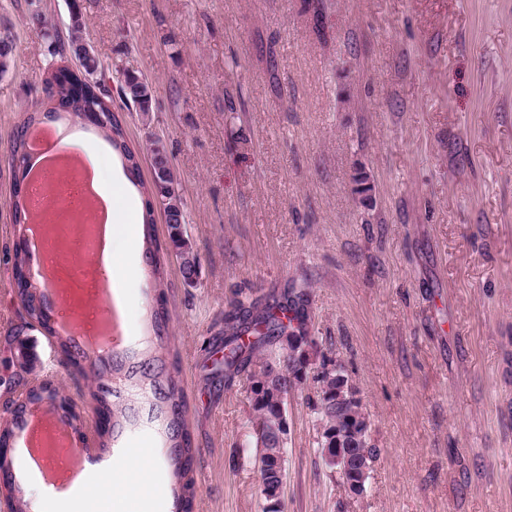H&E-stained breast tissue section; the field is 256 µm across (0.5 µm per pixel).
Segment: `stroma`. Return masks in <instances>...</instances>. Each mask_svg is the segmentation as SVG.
<instances>
[{
  "label": "stroma",
  "instance_id": "1",
  "mask_svg": "<svg viewBox=\"0 0 512 512\" xmlns=\"http://www.w3.org/2000/svg\"><path fill=\"white\" fill-rule=\"evenodd\" d=\"M104 66L143 75L149 113L123 112L133 147L158 136L199 256L196 287L167 268L169 334L199 453L192 512H260L245 381L207 384L209 345L239 300L312 292L309 333L341 360L376 448L349 496L318 446L316 385L288 397L284 512H512V0H81ZM66 0H0L13 51L0 72V419L15 395L5 336L19 232L7 142L61 59ZM67 143L112 184L116 154L80 119ZM374 190L361 197L357 172ZM154 296L145 271L123 288L131 349ZM33 377L80 410L86 461L103 458L88 382L40 329L23 331ZM145 463L130 496L88 512H177L157 426L110 443Z\"/></svg>",
  "mask_w": 512,
  "mask_h": 512
}]
</instances>
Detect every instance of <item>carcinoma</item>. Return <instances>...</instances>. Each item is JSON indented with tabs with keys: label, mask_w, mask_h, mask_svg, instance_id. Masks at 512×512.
Listing matches in <instances>:
<instances>
[{
	"label": "carcinoma",
	"mask_w": 512,
	"mask_h": 512,
	"mask_svg": "<svg viewBox=\"0 0 512 512\" xmlns=\"http://www.w3.org/2000/svg\"><path fill=\"white\" fill-rule=\"evenodd\" d=\"M69 31L67 39L58 44L55 53L71 55L79 71L91 78L103 70V64L94 50L87 47L85 23L80 0H69ZM119 93L126 105L140 112L149 111L151 89L141 76L125 71L117 77ZM48 102L44 109L27 112L16 125L9 143V159L29 162L27 132L42 123V116L51 114L61 119L67 113L83 118L91 107H96L104 121L99 129L125 160L129 179L148 195L154 193L165 200L163 215L168 226V240L158 242L154 234V210L145 205L143 236L145 257L151 267L155 301L150 309L149 322L157 345H149L141 357L125 362L116 357L90 366L92 385L88 399L97 412L103 414L108 425L97 433L98 445L104 449L114 433L131 424L134 409L123 398V393L140 392L147 396L148 417L161 426L169 440V455L173 476L178 485V500L189 507L196 492L194 462L196 448L186 422V395L175 363L168 360L160 340L167 335L170 321L166 302V263L175 258L185 281L198 275L199 257L184 234L187 223L185 204L179 183L167 157L161 139L149 138L145 158L151 169V183L140 179V157L128 145L123 121L112 118L106 99L96 93L76 92L67 77L50 75L46 80ZM13 221L19 227L27 223L26 193L16 190L13 201ZM28 255L24 242H19L13 256L15 297L28 317L43 324L47 321L44 303L38 286L24 276ZM311 293L307 289L289 290L282 300L272 304L239 300L224 316V335L215 339L211 368L207 380L228 388L236 379L247 382L249 402L256 433L253 438L258 489L262 512H282L280 489L285 476L287 446L281 444L283 417L279 402L288 398L296 385L307 380L303 364L297 358L300 345L310 346L309 357L318 355L317 345L308 336L305 309ZM317 383L318 401L314 406L320 436L321 451L332 448L336 437L342 439L345 470L339 474L343 485L358 478L366 485L375 447L370 439V422L357 390L349 382L344 365L321 355V370L313 377ZM48 401L64 411L61 421L74 426L76 416L70 410L69 398L45 384L27 385L12 403L11 417L0 423V483L9 496V512H27L28 502L22 488L13 481L15 461L10 453L14 432L25 425L27 405Z\"/></svg>",
	"instance_id": "carcinoma-1"
}]
</instances>
